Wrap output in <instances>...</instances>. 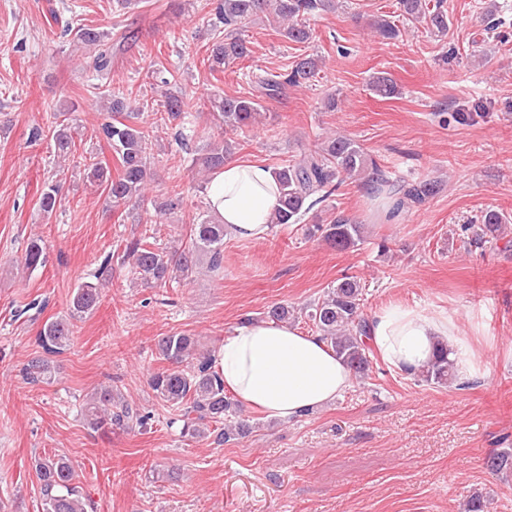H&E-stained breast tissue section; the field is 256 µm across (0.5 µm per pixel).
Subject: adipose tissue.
I'll return each instance as SVG.
<instances>
[{
	"instance_id": "adipose-tissue-1",
	"label": "adipose tissue",
	"mask_w": 512,
	"mask_h": 512,
	"mask_svg": "<svg viewBox=\"0 0 512 512\" xmlns=\"http://www.w3.org/2000/svg\"><path fill=\"white\" fill-rule=\"evenodd\" d=\"M207 199L227 234L262 240L273 230L280 188L272 168L229 158L210 180ZM367 336L381 358L397 370L420 371L431 362L437 342L444 341L455 351L459 378L475 374L474 361L448 314L382 308L369 317ZM214 364L239 404L273 420H289L334 403L354 381L350 369L319 337L275 321L250 322L226 335Z\"/></svg>"
}]
</instances>
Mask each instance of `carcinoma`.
Here are the masks:
<instances>
[{"mask_svg": "<svg viewBox=\"0 0 512 512\" xmlns=\"http://www.w3.org/2000/svg\"><path fill=\"white\" fill-rule=\"evenodd\" d=\"M339 0H213L214 27H224V34H216L204 47L202 62L211 71L222 70L250 55V42L241 29L260 16L272 19L282 27L281 35L291 42L305 43L313 32L307 23L309 17L320 12L336 10ZM403 19L411 24L426 23L436 35L448 34V13L443 0H399ZM376 34L392 40L401 34L399 27L386 18L373 21ZM74 41L93 47L96 52L86 62V70L105 87V111L111 120L94 130V136L106 140L118 163L117 177H112L108 165L90 161L85 165L86 182L102 186L115 207H134L144 198L151 180V157L147 152L145 132L135 123V112L127 99L111 90L112 44L110 33L91 27H81L75 32ZM319 60L304 56L295 61L286 73L268 74L259 79L265 95L274 97L286 86L301 87L318 74ZM371 90L380 97L389 98L397 93L392 78L385 74L370 82ZM214 116L224 125V131H236L259 122L262 105L252 97L214 95L209 99ZM191 99L183 93H167L164 102V119L169 123H185L190 117ZM51 134L57 157H69L77 152V143L67 112H57L48 130L39 126L30 129L28 141L36 143L44 133ZM233 141H224V147H213L198 158L200 167L211 172L224 165V158L231 152ZM280 186V207L272 224L286 226L297 224L307 211L328 200L341 186L344 178L357 177L370 183L379 191L392 186L400 197L397 206L420 205L439 191L438 183L428 179L411 182L394 181L370 154L350 138L333 136L317 151L302 154L286 165L275 169ZM60 189L49 184L41 193L39 208L52 214L60 204ZM464 230L472 231V238L479 245L494 243L503 238V216L488 211L482 223L471 224ZM329 245L345 250L357 245L363 238L362 225L344 217H334L326 224H316L311 233ZM126 258L144 288L164 287L181 274L193 273L201 259H207L208 268L218 271L224 264V225L213 215H201L200 222L189 227L188 242L169 251L137 239L128 246ZM46 255L42 240L30 241L20 264L33 272L45 266ZM364 292L360 281L345 276L331 285L323 298L306 308L304 317L311 322L320 339L341 357L362 378L368 374L372 350L366 341L368 317L363 313ZM99 303V291L91 282L81 283L70 300L69 317L47 321L36 334L40 354L32 357L24 371L26 379L36 383L51 377L48 356L61 354L72 340V321L91 314ZM160 359L169 363L149 378L155 396L178 410L183 422L181 434L192 439L213 437V442L223 445L251 433L252 425L241 418V409L227 394L224 379L215 369L213 355L198 347L194 337L174 334L161 337L157 342ZM452 349L441 343L431 363L418 371L417 376L426 382L446 383L455 377ZM81 414L87 425L95 431H125L148 425L149 415L133 408L112 394V388L103 386L92 393L82 405ZM486 466L493 472L512 469V453L503 451L488 457ZM35 475L40 486L42 512H88L89 499L79 482V473L72 461L59 454L44 455L35 460Z\"/></svg>", "mask_w": 512, "mask_h": 512, "instance_id": "cac0c4a2", "label": "carcinoma"}]
</instances>
